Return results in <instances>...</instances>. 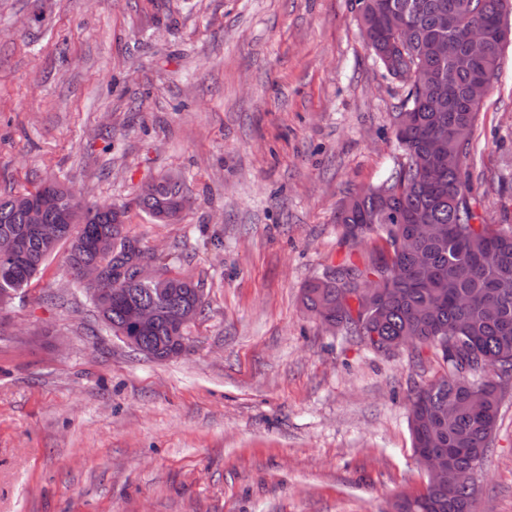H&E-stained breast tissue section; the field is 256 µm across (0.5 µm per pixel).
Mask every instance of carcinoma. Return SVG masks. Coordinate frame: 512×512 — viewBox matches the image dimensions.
<instances>
[{
  "label": "carcinoma",
  "mask_w": 512,
  "mask_h": 512,
  "mask_svg": "<svg viewBox=\"0 0 512 512\" xmlns=\"http://www.w3.org/2000/svg\"><path fill=\"white\" fill-rule=\"evenodd\" d=\"M364 42L388 75L407 86L405 103L394 116L393 133L405 162L380 185L356 191L336 214L343 237L357 241L371 235L382 246L361 265L346 262L323 280L303 288L306 311L321 323L356 336L380 352V344L433 347L447 372L416 390L409 399V427L414 451L441 450L448 472L426 480L417 495H405L395 512H471L470 491L457 473L472 459L486 457L496 430L500 405L512 378V224L494 229L479 213L466 165L440 163L431 139L448 131V153L466 157L471 142L456 141L460 127L474 126L481 99L474 97L479 75L494 77L512 35L505 32V0H356ZM408 18L406 43L390 46L401 15ZM479 24L488 31L481 57L466 63L468 46L459 45L460 60H443L434 50L442 35L457 26ZM428 75L425 92L405 74ZM185 194L177 178L147 184L139 204L156 222L174 215ZM29 191L0 194V242L24 238L20 257L0 261V304L28 287L59 250L66 253L71 275L80 279L83 265L94 263L104 278L90 291L102 323L117 332L126 325L130 305L155 303L159 324L136 335L134 343L163 347L160 360L177 357L187 345L172 341L175 323L182 335L204 311L200 282L166 275L167 286L184 296L172 302L155 285L135 280V269L160 259L125 232V210L112 204L88 205L58 184L39 216L33 215ZM38 224H58L57 235H31ZM427 224L433 232L414 237L411 226ZM500 369L476 379L478 358Z\"/></svg>",
  "instance_id": "obj_1"
}]
</instances>
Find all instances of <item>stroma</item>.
<instances>
[{"mask_svg": "<svg viewBox=\"0 0 512 512\" xmlns=\"http://www.w3.org/2000/svg\"><path fill=\"white\" fill-rule=\"evenodd\" d=\"M405 95L356 0H0V192L52 176L125 207L205 294L165 361L105 330L59 255L0 311V512H392L422 490L407 398L440 359L373 353L301 303L373 250L336 213L402 162ZM466 164L486 223L512 224V43ZM165 174L177 224L138 204ZM478 489L512 512V389Z\"/></svg>", "mask_w": 512, "mask_h": 512, "instance_id": "stroma-1", "label": "stroma"}]
</instances>
